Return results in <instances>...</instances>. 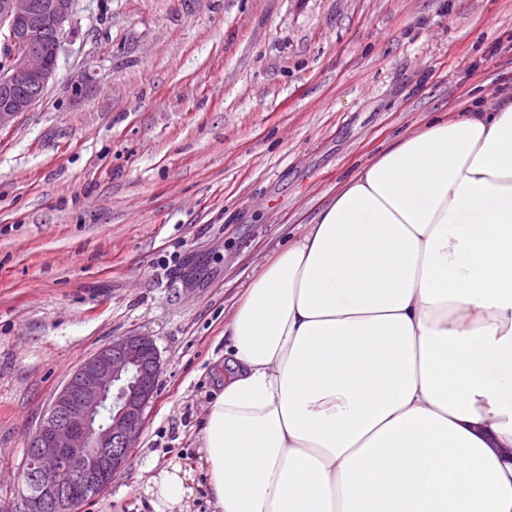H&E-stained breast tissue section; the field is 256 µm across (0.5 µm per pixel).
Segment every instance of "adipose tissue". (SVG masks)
Returning a JSON list of instances; mask_svg holds the SVG:
<instances>
[{
  "label": "adipose tissue",
  "instance_id": "adipose-tissue-1",
  "mask_svg": "<svg viewBox=\"0 0 512 512\" xmlns=\"http://www.w3.org/2000/svg\"><path fill=\"white\" fill-rule=\"evenodd\" d=\"M225 333L213 512H512V97L389 145ZM190 477L160 471L156 512Z\"/></svg>",
  "mask_w": 512,
  "mask_h": 512
}]
</instances>
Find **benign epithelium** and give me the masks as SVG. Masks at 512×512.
<instances>
[{"instance_id": "1", "label": "benign epithelium", "mask_w": 512, "mask_h": 512, "mask_svg": "<svg viewBox=\"0 0 512 512\" xmlns=\"http://www.w3.org/2000/svg\"><path fill=\"white\" fill-rule=\"evenodd\" d=\"M76 0H0V129L30 111L55 75ZM161 356L130 333L85 360L30 443L26 512H77L129 463L155 399Z\"/></svg>"}]
</instances>
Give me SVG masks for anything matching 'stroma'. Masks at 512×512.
<instances>
[{
    "mask_svg": "<svg viewBox=\"0 0 512 512\" xmlns=\"http://www.w3.org/2000/svg\"><path fill=\"white\" fill-rule=\"evenodd\" d=\"M511 90L512 0H77L43 98L0 131V512H26L53 397L133 332L157 397L81 512H154L261 267L395 139Z\"/></svg>",
    "mask_w": 512,
    "mask_h": 512,
    "instance_id": "35a3bbf8",
    "label": "stroma"
}]
</instances>
